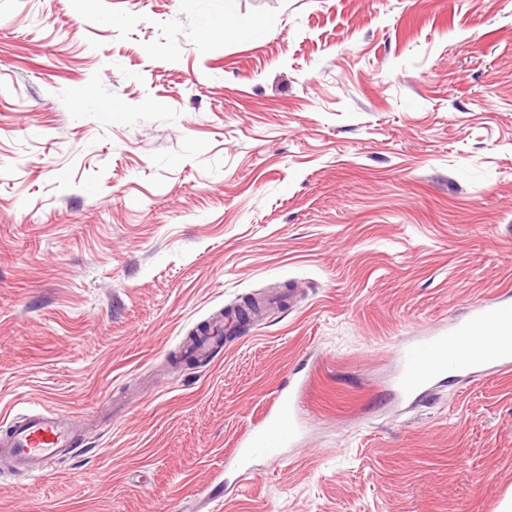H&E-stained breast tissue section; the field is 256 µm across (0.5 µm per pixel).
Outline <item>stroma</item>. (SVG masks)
<instances>
[{
  "label": "stroma",
  "instance_id": "1",
  "mask_svg": "<svg viewBox=\"0 0 512 512\" xmlns=\"http://www.w3.org/2000/svg\"><path fill=\"white\" fill-rule=\"evenodd\" d=\"M209 10L0 0V430L88 423L0 470V512H498L512 374L389 379L406 337L512 297V0ZM304 375L287 457L222 478ZM86 428L56 410L27 409L14 414L0 433V458L9 461L14 475L41 474L65 449L82 445Z\"/></svg>",
  "mask_w": 512,
  "mask_h": 512
}]
</instances>
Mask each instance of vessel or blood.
<instances>
[{"mask_svg": "<svg viewBox=\"0 0 512 512\" xmlns=\"http://www.w3.org/2000/svg\"><path fill=\"white\" fill-rule=\"evenodd\" d=\"M512 308L484 303L452 327H437L410 337L396 350L398 368L392 385L408 398L422 391L448 370L466 372L475 367L494 374L512 370ZM486 337L487 349L481 359L464 354V346ZM301 388L289 383L278 389L260 421L237 442L233 457L238 467H249L258 458H280L301 430L297 405ZM87 425L55 410L30 408L14 414L0 433V458L9 461L13 474L34 476L45 472L68 448H79Z\"/></svg>", "mask_w": 512, "mask_h": 512, "instance_id": "obj_1", "label": "vessel or blood"}]
</instances>
